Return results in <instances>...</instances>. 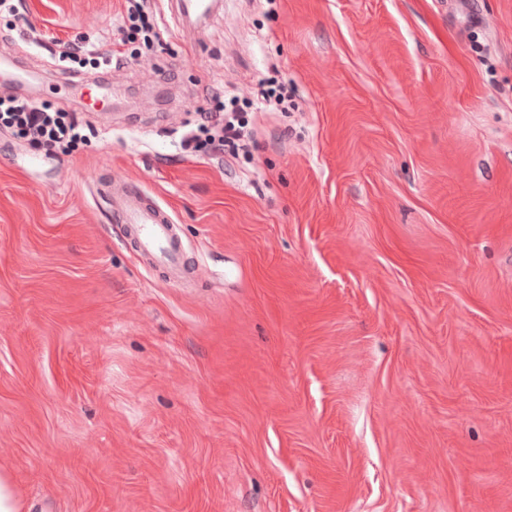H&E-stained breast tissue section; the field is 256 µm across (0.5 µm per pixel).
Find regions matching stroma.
Instances as JSON below:
<instances>
[{"label": "stroma", "mask_w": 512, "mask_h": 512, "mask_svg": "<svg viewBox=\"0 0 512 512\" xmlns=\"http://www.w3.org/2000/svg\"><path fill=\"white\" fill-rule=\"evenodd\" d=\"M88 111L44 36L119 51L123 0L0 15V472L21 512H512V0H160ZM293 107L217 162L186 124L258 81ZM169 210L150 270L106 188ZM80 128L73 112L13 94L0 95L1 131L9 130L37 144L67 147L80 139Z\"/></svg>", "instance_id": "stroma-1"}]
</instances>
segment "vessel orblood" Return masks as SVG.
Segmentation results:
<instances>
[{
	"mask_svg": "<svg viewBox=\"0 0 512 512\" xmlns=\"http://www.w3.org/2000/svg\"><path fill=\"white\" fill-rule=\"evenodd\" d=\"M109 194L112 211L128 226L136 251L164 270L169 280L181 282L186 275L183 245L168 211L128 185L110 186Z\"/></svg>",
	"mask_w": 512,
	"mask_h": 512,
	"instance_id": "b4317fda",
	"label": "vessel or blood"
}]
</instances>
